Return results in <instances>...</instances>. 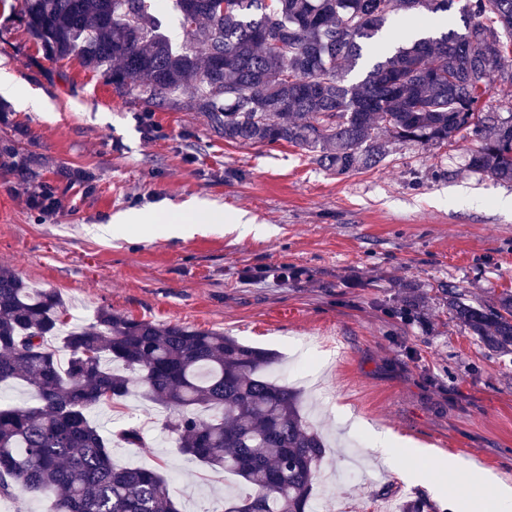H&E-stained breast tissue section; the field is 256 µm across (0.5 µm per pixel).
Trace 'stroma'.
Wrapping results in <instances>:
<instances>
[{
    "instance_id": "1",
    "label": "stroma",
    "mask_w": 512,
    "mask_h": 512,
    "mask_svg": "<svg viewBox=\"0 0 512 512\" xmlns=\"http://www.w3.org/2000/svg\"><path fill=\"white\" fill-rule=\"evenodd\" d=\"M0 69L43 112L0 96V140H12L34 176L0 164V266L54 289L75 324L102 307L160 325L221 331L278 356L270 377L302 392L330 448L314 485L317 512H400L427 498L437 512L475 486L443 463L480 465L512 486V355L490 354L439 302L454 285L492 302L512 289V213L497 202L512 183L464 166L474 140L400 147L389 163L336 176L300 149L224 142L188 109L153 112L118 97L78 58L46 60L9 0H0ZM56 187L63 206L29 210L23 195ZM238 211L261 230L213 224L172 236L158 226L113 234V216L161 208ZM426 290L423 311L399 301ZM167 412L137 395L98 407L103 436L126 425L143 442L112 447L119 467L160 469L181 512H222L249 489L219 468L190 462L162 428ZM428 449L396 470L370 447V430Z\"/></svg>"
}]
</instances>
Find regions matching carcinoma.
<instances>
[{"label": "carcinoma", "instance_id": "carcinoma-1", "mask_svg": "<svg viewBox=\"0 0 512 512\" xmlns=\"http://www.w3.org/2000/svg\"><path fill=\"white\" fill-rule=\"evenodd\" d=\"M453 0H175L187 43L160 31L151 0H15L12 9L49 59L73 54L121 96L153 110L188 108L231 144H289L345 175L390 162L393 145L480 142L475 175L512 181V113L481 105L512 54V0H469L462 29L385 42L402 25L445 13ZM292 50L284 54L272 41ZM365 76H348L362 61ZM0 156L23 173L9 141ZM451 321L485 349L512 354V290L486 306L444 289ZM67 352L62 358L53 342ZM273 353L222 332L159 325L102 307L69 325L58 294L0 266V384L34 389L27 407L0 404V497L50 496L55 512H179L167 478L117 468L89 419L98 405L143 393L169 411L179 452L221 468L253 493L225 512H311L325 445L299 394L270 381ZM142 442L138 427L114 434Z\"/></svg>", "mask_w": 512, "mask_h": 512}]
</instances>
